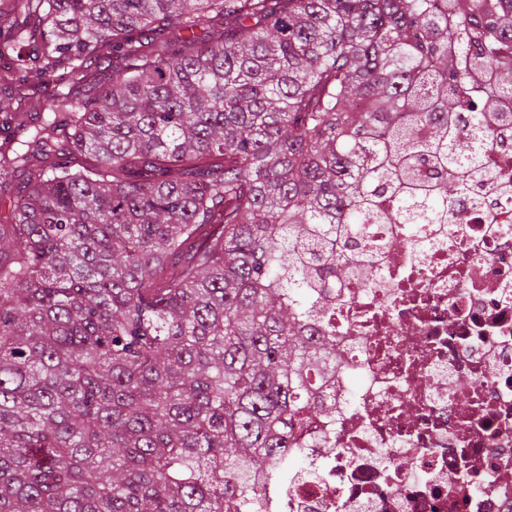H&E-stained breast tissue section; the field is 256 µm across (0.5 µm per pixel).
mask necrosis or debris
I'll list each match as a JSON object with an SVG mask.
<instances>
[{
    "mask_svg": "<svg viewBox=\"0 0 512 512\" xmlns=\"http://www.w3.org/2000/svg\"><path fill=\"white\" fill-rule=\"evenodd\" d=\"M454 210L367 225L425 249L340 289L332 412L299 430L306 465L266 482V512H512V198Z\"/></svg>",
    "mask_w": 512,
    "mask_h": 512,
    "instance_id": "1",
    "label": "necrosis or debris"
}]
</instances>
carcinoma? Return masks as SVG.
<instances>
[{
	"label": "carcinoma",
	"mask_w": 512,
	"mask_h": 512,
	"mask_svg": "<svg viewBox=\"0 0 512 512\" xmlns=\"http://www.w3.org/2000/svg\"><path fill=\"white\" fill-rule=\"evenodd\" d=\"M0 512H261L324 419L367 224H453L512 146L498 0H0ZM206 31L200 40L196 30ZM33 41L29 54L21 45ZM428 170L431 177L424 178Z\"/></svg>",
	"instance_id": "1"
}]
</instances>
